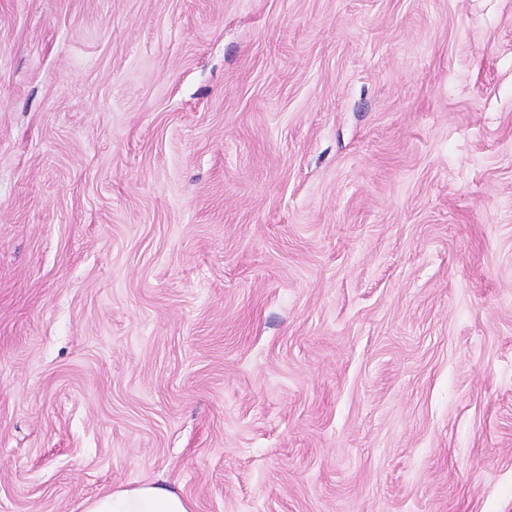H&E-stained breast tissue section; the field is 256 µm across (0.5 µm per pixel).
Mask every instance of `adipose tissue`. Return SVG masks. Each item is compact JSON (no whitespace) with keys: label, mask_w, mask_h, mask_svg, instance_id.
Instances as JSON below:
<instances>
[{"label":"adipose tissue","mask_w":512,"mask_h":512,"mask_svg":"<svg viewBox=\"0 0 512 512\" xmlns=\"http://www.w3.org/2000/svg\"><path fill=\"white\" fill-rule=\"evenodd\" d=\"M81 512H192V507L180 491L147 482L87 499Z\"/></svg>","instance_id":"obj_1"}]
</instances>
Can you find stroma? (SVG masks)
Segmentation results:
<instances>
[{
    "mask_svg": "<svg viewBox=\"0 0 512 512\" xmlns=\"http://www.w3.org/2000/svg\"><path fill=\"white\" fill-rule=\"evenodd\" d=\"M512 512V0H0V512ZM82 512H192L191 503L178 490L152 483L120 487L81 504Z\"/></svg>",
    "mask_w": 512,
    "mask_h": 512,
    "instance_id": "35a3bbf8",
    "label": "stroma"
}]
</instances>
